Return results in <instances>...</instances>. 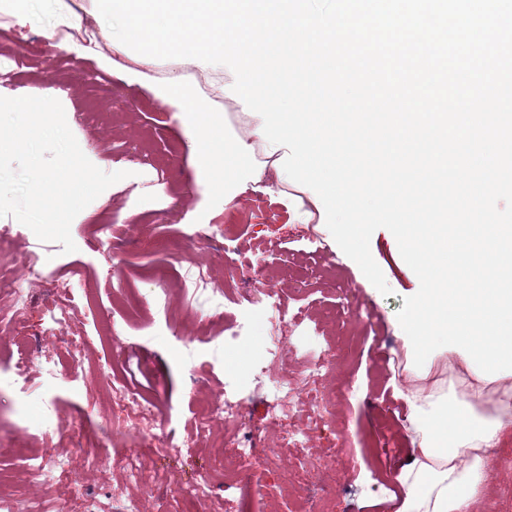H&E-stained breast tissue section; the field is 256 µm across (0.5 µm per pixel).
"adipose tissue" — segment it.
I'll list each match as a JSON object with an SVG mask.
<instances>
[{"label": "adipose tissue", "mask_w": 512, "mask_h": 512, "mask_svg": "<svg viewBox=\"0 0 512 512\" xmlns=\"http://www.w3.org/2000/svg\"><path fill=\"white\" fill-rule=\"evenodd\" d=\"M50 2L59 21L43 29V38L84 54L85 46L70 37L59 39L58 34L93 22V15L74 12L66 0ZM160 95L177 107L173 118L189 139L192 164L204 191L221 195L228 207L236 206L247 191H274L296 222L311 223L313 197L305 191H289L280 179L273 157L266 155L256 133L261 118L246 114L237 127L225 126L213 101L198 98L181 74L165 79ZM440 359L464 370L460 396L452 405L435 406L436 390L430 386L405 381L398 388L411 409L407 426L411 446L399 471L403 493L396 512H477L498 472L494 450L503 436L512 433V376L480 379L455 351L443 352Z\"/></svg>", "instance_id": "adipose-tissue-1"}]
</instances>
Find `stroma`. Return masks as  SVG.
I'll use <instances>...</instances> for the list:
<instances>
[{"label":"stroma","instance_id":"stroma-1","mask_svg":"<svg viewBox=\"0 0 512 512\" xmlns=\"http://www.w3.org/2000/svg\"><path fill=\"white\" fill-rule=\"evenodd\" d=\"M56 22L55 13L38 10L22 29L0 14V86L18 97L34 86L66 87L71 99L66 120L86 157L104 172L130 171L136 180L113 184L75 217L72 253L60 243L39 240L13 217H0V275L29 294L22 318L30 344L56 370L50 383L32 374L28 397H20L12 384L15 342L0 328V487L15 490L29 480L27 457L17 447L31 441L42 401L54 405L60 428L52 445L59 452L72 448L70 424L76 420L85 423L88 447L112 446L104 432L112 423V400L98 367L111 361L116 349L126 355L118 379L158 400L156 432L163 448L144 451L133 436L120 442L155 475L152 487L130 483L121 468L106 464L16 498L15 512L43 507L74 512L84 497L95 500L98 512H114L116 489L141 497L145 512H178L169 483L189 484L209 471L238 433L219 419L206 446L184 447L195 431L190 414L223 399L229 387L242 389L247 429L275 449L281 427L267 412L263 387L247 370L266 364L265 352L276 336L290 343L289 386L297 385L316 354L334 359L337 371L325 393L341 401L345 425L314 427L309 403L300 402L295 424L308 429L306 446L290 449L272 467L256 459L246 487L218 486L197 504V512H225V499L246 488L256 512H292L300 496L314 512L324 506L329 512H395L402 493L397 475L410 446L405 431L410 408L392 387L394 363L404 353L397 313L418 291L419 280L390 231L377 229L370 239L371 254L392 290L387 297L366 285L359 266L333 248L327 226L299 233L276 195L249 191L234 208L206 199L187 140L157 94L158 84L176 70L175 61H159L148 77L132 82L108 67L100 47L79 58L51 46L40 32ZM111 224L116 227L111 245L99 247ZM218 224L228 226L226 236L190 253L177 250L186 234ZM33 252L42 256L45 283L66 284L76 297L70 330L93 341L81 364H73L61 337L43 333L45 290L23 266ZM198 266L207 269L212 287L225 291L223 320L214 319L208 295L187 299L177 290ZM248 266L260 271L249 284L240 277ZM155 270L165 273L172 295L157 288ZM246 287L260 303L237 304ZM277 311L283 320H272ZM190 332L196 339L188 348L181 337ZM201 362L211 369L197 383L193 367Z\"/></svg>","mask_w":512,"mask_h":512}]
</instances>
